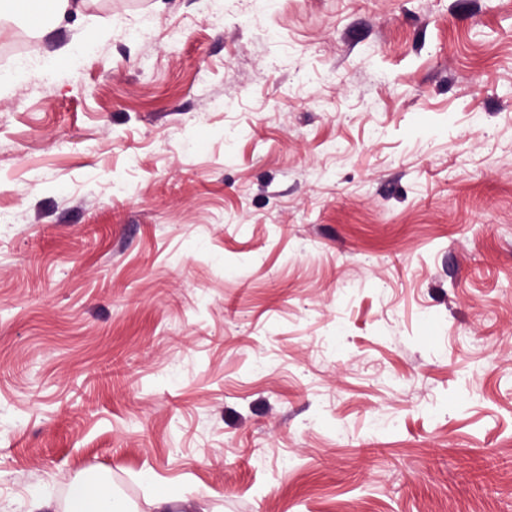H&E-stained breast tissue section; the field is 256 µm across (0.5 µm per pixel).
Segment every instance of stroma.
Returning <instances> with one entry per match:
<instances>
[{
  "label": "stroma",
  "mask_w": 512,
  "mask_h": 512,
  "mask_svg": "<svg viewBox=\"0 0 512 512\" xmlns=\"http://www.w3.org/2000/svg\"><path fill=\"white\" fill-rule=\"evenodd\" d=\"M213 6L0 20V512H512V0ZM72 498L80 512H123L121 505L112 496L111 487L104 482H85L72 491Z\"/></svg>",
  "instance_id": "stroma-1"
}]
</instances>
